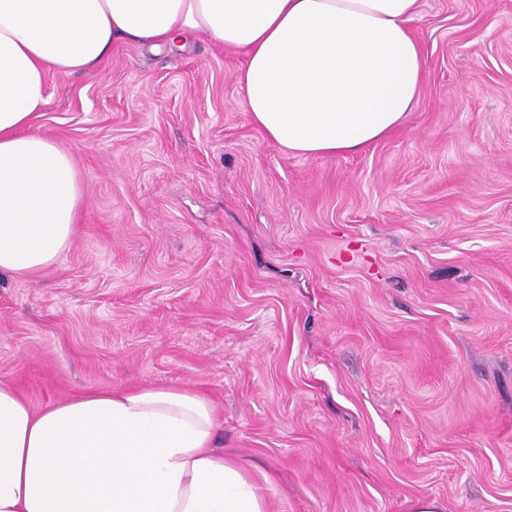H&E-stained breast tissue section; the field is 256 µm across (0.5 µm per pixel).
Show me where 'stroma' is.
I'll list each match as a JSON object with an SVG mask.
<instances>
[{
  "label": "stroma",
  "mask_w": 512,
  "mask_h": 512,
  "mask_svg": "<svg viewBox=\"0 0 512 512\" xmlns=\"http://www.w3.org/2000/svg\"><path fill=\"white\" fill-rule=\"evenodd\" d=\"M405 123L294 156L248 119L241 54L121 45L49 73L75 239L0 275V380L36 407L201 390L273 512H512V0H419Z\"/></svg>",
  "instance_id": "35a3bbf8"
}]
</instances>
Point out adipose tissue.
<instances>
[{"label": "adipose tissue", "mask_w": 512, "mask_h": 512, "mask_svg": "<svg viewBox=\"0 0 512 512\" xmlns=\"http://www.w3.org/2000/svg\"><path fill=\"white\" fill-rule=\"evenodd\" d=\"M418 0H0V273L69 249L82 186L31 126L47 74L94 67L125 42L198 32L240 52L250 122L293 155L356 153L412 112L425 79ZM204 394L106 387L33 408L0 381V512H270L265 473L213 448Z\"/></svg>", "instance_id": "ef3b65f1"}]
</instances>
